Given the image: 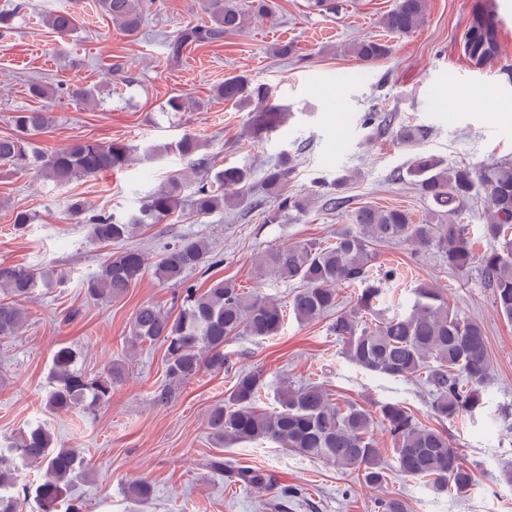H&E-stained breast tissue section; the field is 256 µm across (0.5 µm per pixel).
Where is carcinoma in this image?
Returning <instances> with one entry per match:
<instances>
[{
    "mask_svg": "<svg viewBox=\"0 0 512 512\" xmlns=\"http://www.w3.org/2000/svg\"><path fill=\"white\" fill-rule=\"evenodd\" d=\"M102 15L133 36L141 27L144 0H97ZM426 0H398L381 18L390 33L407 35L421 25ZM213 23L194 27L169 43L170 55L180 56L190 43H214L224 35L244 29L247 14L267 10L265 0H251L250 9L240 0H209ZM44 23L56 34L68 36L76 30V13L60 10L45 16ZM463 55L481 68L499 56V20L493 11L478 7L462 36ZM391 46L378 39L354 43L350 54L364 65L388 58ZM214 97L241 110L258 113L252 127L254 135L271 132L279 125V110L271 104L272 91L246 75L235 74L213 89ZM52 123L49 111L29 109L12 116L13 133L0 137V164L23 172L35 167L56 184L91 178L131 161L128 148L81 140L52 153L37 149L33 137ZM423 130L400 127L395 137L413 146ZM176 150L197 175L188 198L182 193L187 183L174 178L153 192L133 213H100L85 217L83 201L68 204L69 219L90 224V238L99 244H120L147 225L163 224L188 204L199 219L226 207L244 203L252 191L253 172L247 167L230 166L208 179L209 167L196 157L200 142L186 134L174 145L151 147L159 155ZM296 158L285 154L264 170L261 187L277 200V208L266 222L299 220L309 211V197L286 192L294 173ZM420 193L431 202L424 218L417 221L399 207L360 206L349 214L350 223L336 231V239L325 245L302 241L272 246L258 258L256 272L287 283L299 284L289 302V310L300 322H312L336 310L337 287L361 289L356 312L336 314L330 326L345 348L348 360L362 370L394 379L417 380L430 395V409L438 419L454 420L474 415L490 405L489 388L493 365L487 350L484 327L453 313L438 293L430 288L414 290L410 308L384 316L375 308L385 295L383 284L396 272L386 270L374 277L378 247L392 241L407 242L417 249H435L448 266L463 272L480 264L485 287L493 302L512 322V163L483 166L449 165L425 152L415 154L406 172ZM485 194L489 209L485 236L496 246L478 256L468 237V228L458 223L462 210L480 194ZM211 250L198 237L184 236L164 249L154 275L163 284H182L188 272L209 264ZM146 271L144 254L125 248L103 263L87 281L86 293L110 303L126 295ZM64 276L55 270L32 269L0 263V338L14 337L24 328L28 314L24 303L40 285L62 283ZM183 304L171 317L152 303L140 305L133 314L128 346L159 343L165 348V373L172 383L181 384L202 370L220 372L229 367L224 344L239 336L265 339L277 335L285 321L281 306L253 295L233 280L213 281L205 291L188 286L183 289ZM125 374L119 362L103 375H91L77 368V352L61 345L53 354V367L46 406L52 413L75 410L91 412L109 401L112 388ZM267 387L261 368L240 370L234 375L224 402L214 406L207 427L217 442L273 443L307 458L324 461L338 469L354 471L373 485L386 481V466L372 437L373 414L363 406L336 402L324 387L308 383L287 386L278 393L276 405L262 408L259 402ZM379 423L391 436L397 470L404 476L425 482L437 494L463 495L474 485L468 469L448 438L436 428L417 421L408 409L387 402L379 408ZM43 472L34 494L40 512H82V504L71 498L74 479L85 474V459L75 448L58 445L49 429L30 426L12 437L0 450V512H22L29 487L18 486L19 465ZM211 469L222 472L224 458L210 461ZM245 486L259 487L264 474L252 470L228 469ZM131 500L142 503L153 498L155 488L145 479L128 484Z\"/></svg>",
    "mask_w": 512,
    "mask_h": 512,
    "instance_id": "cac0c4a2",
    "label": "carcinoma"
}]
</instances>
